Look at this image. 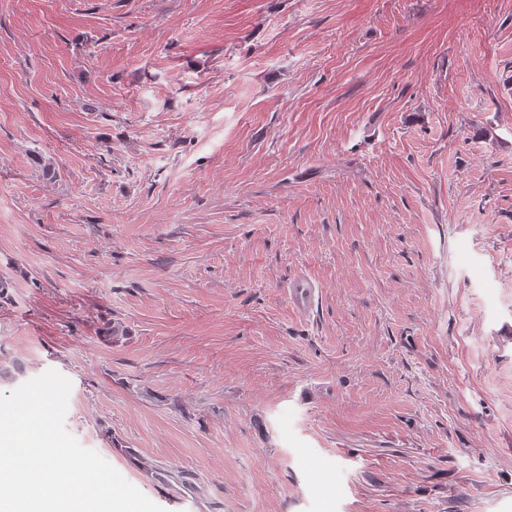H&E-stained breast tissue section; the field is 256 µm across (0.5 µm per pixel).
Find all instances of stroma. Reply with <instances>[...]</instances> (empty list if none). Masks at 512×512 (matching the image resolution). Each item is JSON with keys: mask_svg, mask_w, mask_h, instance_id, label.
I'll use <instances>...</instances> for the list:
<instances>
[{"mask_svg": "<svg viewBox=\"0 0 512 512\" xmlns=\"http://www.w3.org/2000/svg\"><path fill=\"white\" fill-rule=\"evenodd\" d=\"M0 279L166 512H512V0H0ZM288 297V304L295 314L301 320L308 319L321 297V287L319 282L305 271L294 274L288 280L285 288Z\"/></svg>", "mask_w": 512, "mask_h": 512, "instance_id": "obj_1", "label": "stroma"}]
</instances>
